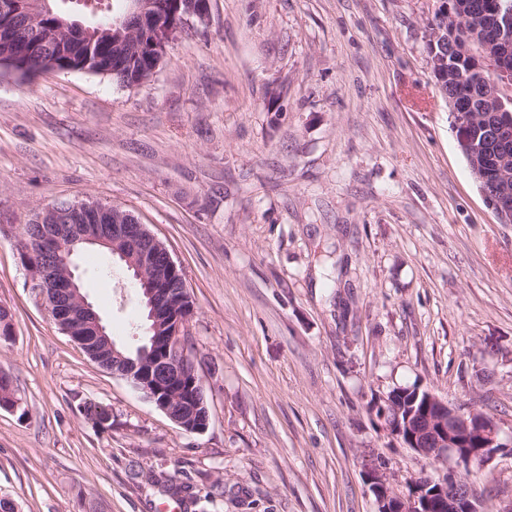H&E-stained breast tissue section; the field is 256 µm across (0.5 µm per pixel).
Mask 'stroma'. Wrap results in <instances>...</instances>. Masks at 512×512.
<instances>
[{"label":"stroma","instance_id":"1","mask_svg":"<svg viewBox=\"0 0 512 512\" xmlns=\"http://www.w3.org/2000/svg\"><path fill=\"white\" fill-rule=\"evenodd\" d=\"M440 0H210L127 88L0 68V495L19 512H375L366 469L441 475L372 409L417 385L512 433V224L477 190L428 64ZM129 210L194 302L207 429L176 426L59 330L17 242L43 207ZM131 347L143 325L116 256L74 257ZM107 407L103 430L85 415ZM512 500V456L480 469Z\"/></svg>","mask_w":512,"mask_h":512}]
</instances>
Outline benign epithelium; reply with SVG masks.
Listing matches in <instances>:
<instances>
[{"label": "benign epithelium", "instance_id": "7a95c632", "mask_svg": "<svg viewBox=\"0 0 512 512\" xmlns=\"http://www.w3.org/2000/svg\"><path fill=\"white\" fill-rule=\"evenodd\" d=\"M137 13L143 22L154 26L161 41L169 34L164 19L154 12L153 0H135ZM497 37L490 43V56L497 60L499 69L512 65V12L499 11L493 19ZM496 213L499 223L512 224V195L501 194L498 198L486 199ZM99 211L97 206L81 203H62L43 208V214L56 216L65 211ZM43 231L65 250L64 265L55 268L48 264L32 263L31 288L47 308L52 318L72 341L87 346L101 337H107L101 318L81 292L72 270L71 257L80 243L100 244L112 250V254L127 259L126 252L117 249L123 244L137 252L144 250L149 241L158 249L164 244L148 228L135 220H118L113 224H47ZM149 318L153 321L151 339L153 348L150 360L127 359L112 351L120 369H112L124 376L135 388L145 392L170 420L188 432H202L207 421L195 419L199 405L194 397H179L183 384L190 374L192 361L187 355L185 326L188 319L171 312L169 290L149 288L146 291ZM426 420L416 419L415 411L402 412L385 424L388 435L422 455L424 451L417 441H426L437 460L448 465V475L437 481L431 492L410 482V491L398 492L387 467L381 463L366 471V482L372 487L376 499V512H480L478 500L471 487L457 478L461 470L473 465L484 467L498 455H512V438H504L498 423L477 409L466 412L452 406L435 394L426 393ZM476 439L477 447L468 443Z\"/></svg>", "mask_w": 512, "mask_h": 512}]
</instances>
